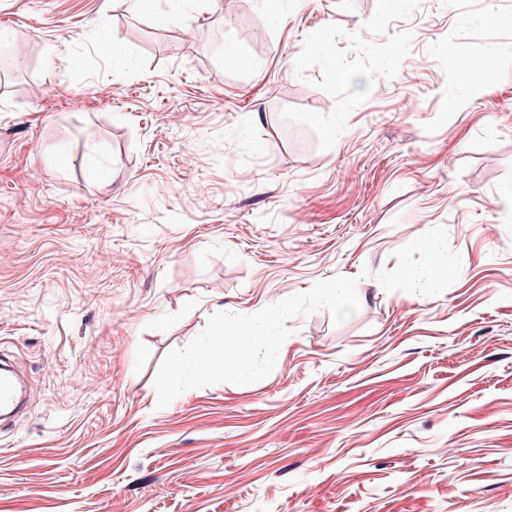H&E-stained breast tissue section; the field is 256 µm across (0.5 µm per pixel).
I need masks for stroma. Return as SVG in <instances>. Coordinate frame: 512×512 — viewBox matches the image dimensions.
<instances>
[{
  "instance_id": "1",
  "label": "stroma",
  "mask_w": 512,
  "mask_h": 512,
  "mask_svg": "<svg viewBox=\"0 0 512 512\" xmlns=\"http://www.w3.org/2000/svg\"><path fill=\"white\" fill-rule=\"evenodd\" d=\"M511 17L0 0L27 48L0 72V360L29 388L0 512H512ZM465 78L486 87L449 109ZM428 234L448 267L408 287ZM336 275L357 313L294 317L264 379L158 407L212 314Z\"/></svg>"
}]
</instances>
